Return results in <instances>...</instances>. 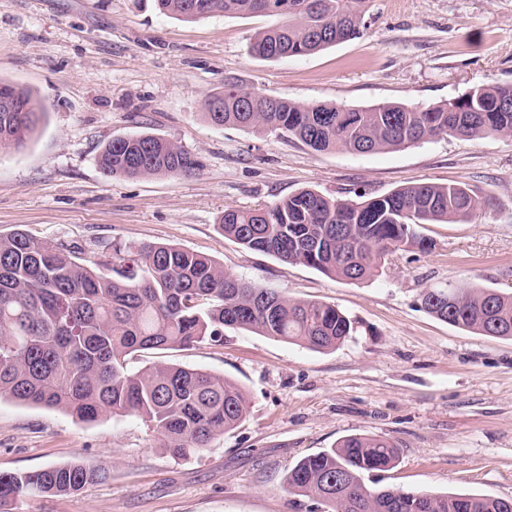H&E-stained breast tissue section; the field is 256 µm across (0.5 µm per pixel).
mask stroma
<instances>
[{
  "label": "stroma",
  "mask_w": 512,
  "mask_h": 512,
  "mask_svg": "<svg viewBox=\"0 0 512 512\" xmlns=\"http://www.w3.org/2000/svg\"><path fill=\"white\" fill-rule=\"evenodd\" d=\"M262 15L181 21L155 0H0V80L45 106L20 150L0 151V237L24 231L111 264L116 243L175 245L290 297L336 306L353 322L314 351L245 329L130 359L224 376L249 403L240 424L176 457L140 419L82 422L0 399V472L79 460L105 467L72 496H34L17 512H314L285 478L303 457L354 434L400 445L379 484L512 498V340L442 322L423 289L477 283L512 291V136L436 138L390 152L317 153L265 129L216 127L206 96L225 82L304 103L427 108L512 84V0H367L359 37L279 60L252 57ZM152 133L201 164L192 176L105 177L112 138ZM418 183H462L489 199L471 222L426 224L430 251H400L353 282L243 248L225 209H254L309 188L336 199Z\"/></svg>",
  "instance_id": "35a3bbf8"
}]
</instances>
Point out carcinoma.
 I'll use <instances>...</instances> for the list:
<instances>
[{
	"instance_id": "obj_1",
	"label": "carcinoma",
	"mask_w": 512,
	"mask_h": 512,
	"mask_svg": "<svg viewBox=\"0 0 512 512\" xmlns=\"http://www.w3.org/2000/svg\"><path fill=\"white\" fill-rule=\"evenodd\" d=\"M183 21L214 14H260L279 22L259 32L251 53L263 60L303 56L360 34L366 0H155ZM44 108L33 94L0 81V149L18 150ZM214 126L265 128L316 152L400 150L444 136H512V84L482 85L429 108L384 103L367 109L278 97L227 83L204 102ZM104 176H188L200 163L153 135L116 137L97 159ZM485 199L465 184L421 183L360 200L302 189L257 209H226L219 228L237 244L326 275L364 281L390 256L432 242L421 224L476 218ZM421 308L474 333L512 339V294L477 284L426 288ZM249 329L313 350H333L353 332L335 306L292 299L247 282L218 262L169 245L112 246L111 273L73 247L24 232L0 238V397L58 408L83 422L124 413L151 425L176 457L194 453L243 419L248 396L224 377L154 363L131 372L144 350L224 342V328ZM399 445L351 435L300 459L288 491L329 512H512V499L370 485L365 475L393 468ZM106 469L72 461L26 473H0V512L32 494L71 495L104 479Z\"/></svg>"
}]
</instances>
